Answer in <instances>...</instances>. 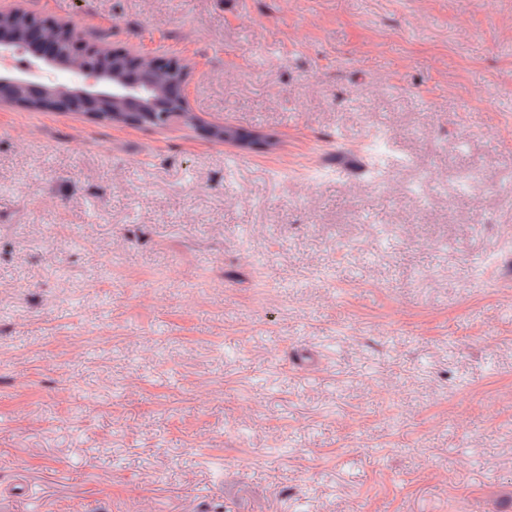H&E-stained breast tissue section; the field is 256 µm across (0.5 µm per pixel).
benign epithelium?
<instances>
[{
    "label": "benign epithelium",
    "instance_id": "7a95c632",
    "mask_svg": "<svg viewBox=\"0 0 512 512\" xmlns=\"http://www.w3.org/2000/svg\"><path fill=\"white\" fill-rule=\"evenodd\" d=\"M57 32L72 37L65 67L80 78L72 87L38 81L43 67L57 65ZM17 52L27 53L28 60L15 73H0L1 105L33 112H81L95 121L130 127L141 126L144 112L199 123L186 92L188 68L177 58L143 56L129 47L87 41L73 22L40 17L15 2L0 8V59L9 60ZM206 134L243 151L263 145L260 133L238 132L227 124L209 125Z\"/></svg>",
    "mask_w": 512,
    "mask_h": 512
}]
</instances>
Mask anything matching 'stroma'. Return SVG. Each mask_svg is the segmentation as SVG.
Listing matches in <instances>:
<instances>
[{
	"label": "stroma",
	"mask_w": 512,
	"mask_h": 512,
	"mask_svg": "<svg viewBox=\"0 0 512 512\" xmlns=\"http://www.w3.org/2000/svg\"><path fill=\"white\" fill-rule=\"evenodd\" d=\"M22 5L202 124L0 107V512H512V0ZM206 134L211 140L231 143L243 151L259 146L268 147L261 141L260 133L247 129L237 133L234 126L227 124L209 125L206 127Z\"/></svg>",
	"instance_id": "1"
}]
</instances>
